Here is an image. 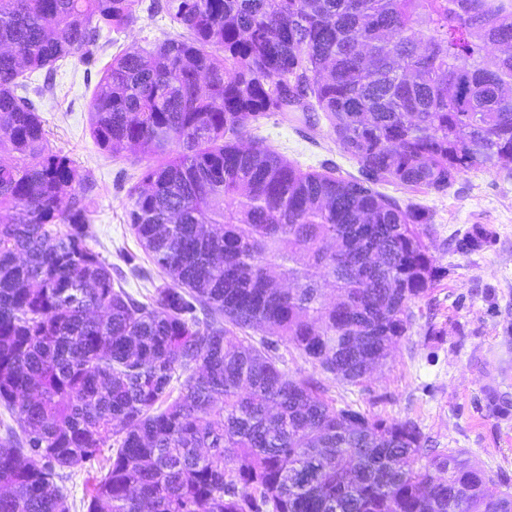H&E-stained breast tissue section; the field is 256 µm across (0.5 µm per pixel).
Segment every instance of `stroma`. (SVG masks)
I'll list each match as a JSON object with an SVG mask.
<instances>
[{
  "instance_id": "35a3bbf8",
  "label": "stroma",
  "mask_w": 512,
  "mask_h": 512,
  "mask_svg": "<svg viewBox=\"0 0 512 512\" xmlns=\"http://www.w3.org/2000/svg\"><path fill=\"white\" fill-rule=\"evenodd\" d=\"M176 32L165 15L139 14L125 32L96 49L94 64L77 55L59 62L55 90L41 101L51 146L96 184L88 244L115 267L139 249L126 208L127 191L143 163L139 154L114 158L93 143L87 103L99 71L115 54L144 51ZM247 137L263 140L305 172L358 173L355 160L324 125L311 131L273 115L251 125ZM379 191L429 210L433 222L424 242L443 275L414 304L415 323L386 363L364 384L331 383L329 394L337 405L376 418L414 419L429 447L465 452L493 473V492L512 493V174L464 172L444 195L392 184ZM477 224L493 231L492 244L456 252L455 238Z\"/></svg>"
}]
</instances>
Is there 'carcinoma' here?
<instances>
[{
    "label": "carcinoma",
    "mask_w": 512,
    "mask_h": 512,
    "mask_svg": "<svg viewBox=\"0 0 512 512\" xmlns=\"http://www.w3.org/2000/svg\"><path fill=\"white\" fill-rule=\"evenodd\" d=\"M141 10L183 32L114 56L88 102L95 144L146 160L127 218L154 271L128 253L126 273L88 245L95 186L49 143L50 77L24 74L91 61ZM272 114L326 120L359 176L244 143ZM0 142V512H71L54 480L106 448L87 512H512L484 466L324 383L363 384L439 277L432 215L374 186L512 171V0H0Z\"/></svg>",
    "instance_id": "cac0c4a2"
}]
</instances>
